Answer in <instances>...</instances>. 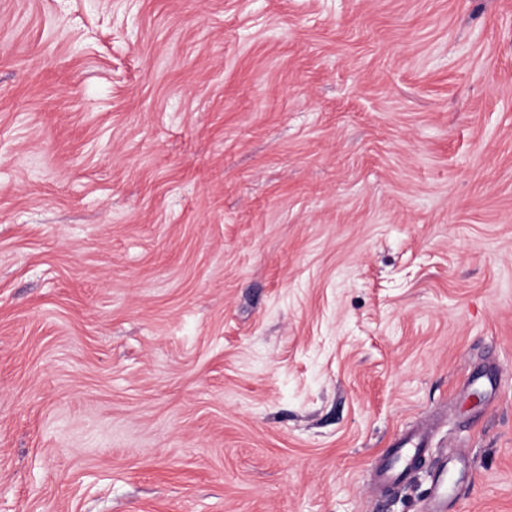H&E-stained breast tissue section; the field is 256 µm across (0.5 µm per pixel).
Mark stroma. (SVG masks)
<instances>
[{
    "label": "stroma",
    "instance_id": "obj_1",
    "mask_svg": "<svg viewBox=\"0 0 512 512\" xmlns=\"http://www.w3.org/2000/svg\"><path fill=\"white\" fill-rule=\"evenodd\" d=\"M512 512V0H0V512ZM427 439L417 433H409L398 439L386 454L372 465V475L378 488H388L405 479L415 470L416 463L427 456ZM470 467L463 453L448 459V454L435 460L432 468L431 492L421 507L422 512H447L448 503L456 498L465 483Z\"/></svg>",
    "mask_w": 512,
    "mask_h": 512
}]
</instances>
